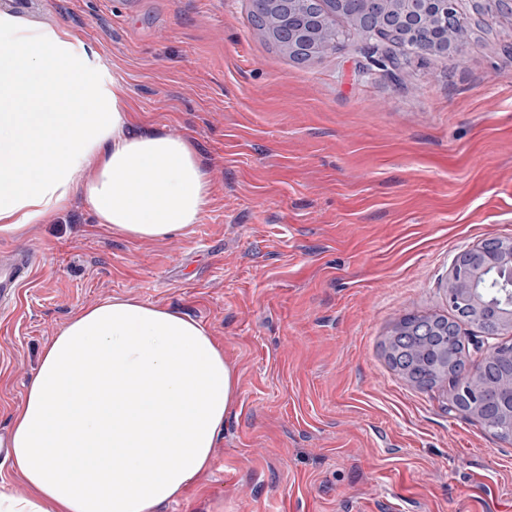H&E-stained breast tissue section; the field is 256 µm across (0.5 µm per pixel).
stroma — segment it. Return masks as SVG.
Returning a JSON list of instances; mask_svg holds the SVG:
<instances>
[{"instance_id": "obj_1", "label": "stroma", "mask_w": 512, "mask_h": 512, "mask_svg": "<svg viewBox=\"0 0 512 512\" xmlns=\"http://www.w3.org/2000/svg\"><path fill=\"white\" fill-rule=\"evenodd\" d=\"M69 27L136 122L197 149L189 235L130 239L82 195L0 237L39 260L0 309V432L73 311L110 297L202 322L239 396L210 469L156 512H512V440L392 368L408 315H450L455 258L512 239V19L464 0L459 53L299 61L252 0H12Z\"/></svg>"}]
</instances>
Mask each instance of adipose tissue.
Wrapping results in <instances>:
<instances>
[{
    "mask_svg": "<svg viewBox=\"0 0 512 512\" xmlns=\"http://www.w3.org/2000/svg\"><path fill=\"white\" fill-rule=\"evenodd\" d=\"M78 192L135 240L188 234L210 196L192 145L137 128L123 80L70 28L0 7V237ZM237 400L236 370L201 322L119 297L77 309L0 435L28 487L0 490V512H155L211 465Z\"/></svg>",
    "mask_w": 512,
    "mask_h": 512,
    "instance_id": "1",
    "label": "adipose tissue"
}]
</instances>
